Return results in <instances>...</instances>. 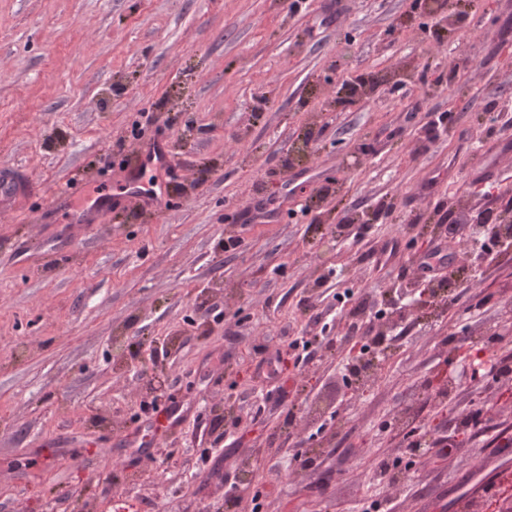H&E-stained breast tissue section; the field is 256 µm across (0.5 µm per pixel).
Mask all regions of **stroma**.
Here are the masks:
<instances>
[{"instance_id":"obj_1","label":"stroma","mask_w":512,"mask_h":512,"mask_svg":"<svg viewBox=\"0 0 512 512\" xmlns=\"http://www.w3.org/2000/svg\"><path fill=\"white\" fill-rule=\"evenodd\" d=\"M509 35L512 0L297 13L288 0H0V166L28 181L0 215V512H113L122 498L135 512H362L373 460L405 455L413 433L432 450L388 489L394 512H455L482 459L512 460V380L473 370L512 357V251L394 321L389 355L356 388L335 299L423 288L415 260L432 243L465 267L451 223L512 199V129L490 131L512 113ZM144 112L160 123L129 138ZM440 112L455 123L426 140ZM156 139L171 153L166 209L113 208L43 260V241L68 234L54 194L84 183L77 208L116 194ZM483 163L498 184L475 182ZM384 203L390 216L353 242L343 218ZM395 238L377 267L369 251ZM319 334L296 363L292 343ZM152 398L175 415L139 421ZM470 408L483 420L461 427Z\"/></svg>"}]
</instances>
